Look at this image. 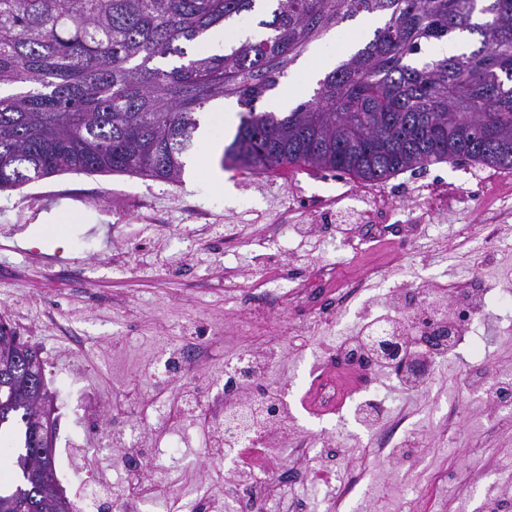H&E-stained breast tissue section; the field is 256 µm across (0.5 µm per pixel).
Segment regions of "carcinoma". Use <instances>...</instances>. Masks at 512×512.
Segmentation results:
<instances>
[{
  "instance_id": "1",
  "label": "carcinoma",
  "mask_w": 512,
  "mask_h": 512,
  "mask_svg": "<svg viewBox=\"0 0 512 512\" xmlns=\"http://www.w3.org/2000/svg\"><path fill=\"white\" fill-rule=\"evenodd\" d=\"M256 0H0V191L67 172L178 182L200 114L217 98L241 107L222 166L294 168L384 182L467 160L512 170V0H274L261 33L222 55L207 32ZM358 16L372 38L325 72L287 112L280 78L327 33ZM478 34L480 46L419 63L423 45ZM38 352L0 324V426L24 427L23 484L0 512H62L54 467L32 479Z\"/></svg>"
}]
</instances>
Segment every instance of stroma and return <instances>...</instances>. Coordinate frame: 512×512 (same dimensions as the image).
Wrapping results in <instances>:
<instances>
[{
    "instance_id": "obj_1",
    "label": "stroma",
    "mask_w": 512,
    "mask_h": 512,
    "mask_svg": "<svg viewBox=\"0 0 512 512\" xmlns=\"http://www.w3.org/2000/svg\"><path fill=\"white\" fill-rule=\"evenodd\" d=\"M204 155L191 152L178 183L65 173L0 192V322L14 327L42 360L54 401L56 483L74 512H99L100 504L127 493L117 464L121 450L101 437L111 415L130 408L144 422V447H165L163 467L143 461L138 468V497L153 512H183L187 493L223 484V462L205 454L208 425L195 423L185 431L187 446L173 448L154 409L161 403L177 409L184 395L203 387L223 392L225 364L241 350L264 349L265 337L232 329L247 304L232 312L224 303L226 289H246L259 269L294 264L335 235L342 243L339 280L383 275L346 308L351 327L363 314H382L398 284L441 290L457 268L471 270L474 282L512 289V247L479 257L470 240L460 239L417 259L406 248L408 239L434 236L436 225L453 228L471 196L486 208L512 203V171L457 161L376 183L306 168L268 174L224 168L219 187L194 165ZM397 207L405 213L391 238L375 237L365 214ZM34 224L44 227L43 243L19 246L18 237ZM283 224H305L309 231L285 245ZM228 226L236 244L224 241ZM180 327L200 328L206 364L197 380L161 389L153 380L155 362L176 344ZM333 340L329 330L316 331L305 356L287 353L266 371L269 383L288 392L289 437L344 424L350 437L336 464L357 469L365 448L391 437L390 424L368 431L354 419L355 400L370 388L386 396L392 415L408 418L420 442L414 453L386 465L383 476L368 474L342 512H430L413 496L426 493L435 477L443 480V512H483L490 497L502 512H512V418L464 388L465 355L448 357L422 393L407 392L390 374L367 382L346 377L345 405L325 415L309 408L308 389L317 375V348ZM481 360L491 377H512L511 323L486 322Z\"/></svg>"
}]
</instances>
